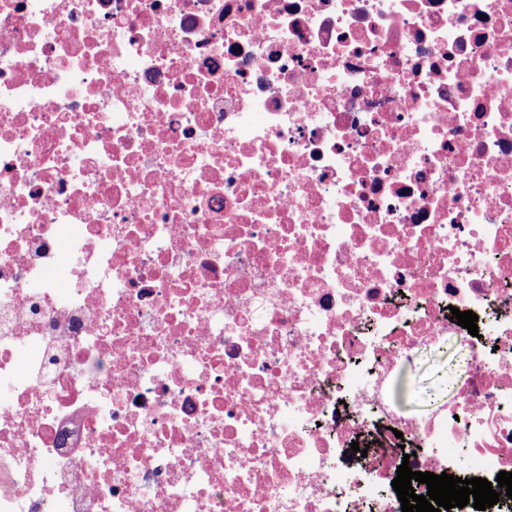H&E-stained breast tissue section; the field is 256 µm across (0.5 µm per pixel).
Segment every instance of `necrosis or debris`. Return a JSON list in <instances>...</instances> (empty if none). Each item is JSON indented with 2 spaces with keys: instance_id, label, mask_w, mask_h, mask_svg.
<instances>
[{
  "instance_id": "obj_1",
  "label": "necrosis or debris",
  "mask_w": 512,
  "mask_h": 512,
  "mask_svg": "<svg viewBox=\"0 0 512 512\" xmlns=\"http://www.w3.org/2000/svg\"><path fill=\"white\" fill-rule=\"evenodd\" d=\"M404 463L512 472V0H0V512H401ZM461 356H464L463 353L458 352L449 345L447 354L442 352L427 354L419 365L409 370L404 376L407 390L402 394V397L405 403L412 408L425 410L430 402L448 397L455 380L459 377V375L455 377L450 387H448V367L451 365L452 360H456ZM446 379L447 388L436 393L432 399L422 398L423 393L437 390Z\"/></svg>"
}]
</instances>
